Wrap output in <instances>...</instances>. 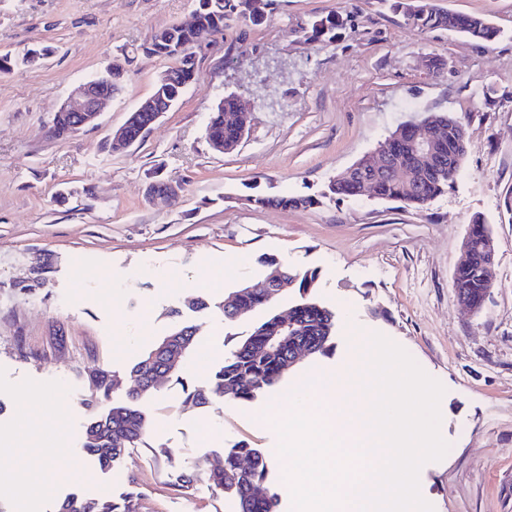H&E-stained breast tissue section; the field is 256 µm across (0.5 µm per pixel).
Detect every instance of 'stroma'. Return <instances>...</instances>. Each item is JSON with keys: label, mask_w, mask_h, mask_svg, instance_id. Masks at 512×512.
I'll return each instance as SVG.
<instances>
[{"label": "stroma", "mask_w": 512, "mask_h": 512, "mask_svg": "<svg viewBox=\"0 0 512 512\" xmlns=\"http://www.w3.org/2000/svg\"><path fill=\"white\" fill-rule=\"evenodd\" d=\"M392 0H278L257 26L232 21L197 53L198 79L142 142L103 146L150 95L169 59L143 52L160 28L190 22L194 0H0V53L53 52L0 74V512H19L10 485L34 481L37 447L56 474L28 512L66 494L127 489L140 512H230L205 474L240 441L267 450L277 435L261 413L286 409L280 382L256 402L185 406L163 382L145 399V446L111 472L82 452L93 411L89 370L126 373L176 323L196 329L185 376L205 382L263 319L228 324L219 305L261 276L262 257L319 273L317 300L336 314L335 348L302 357L291 377L338 364L355 331L404 347L446 389L445 457L425 464L420 491L434 512H512V0H435L479 14L499 31L485 42L407 25ZM341 14L333 41L307 38L312 21ZM443 66L427 69L426 58ZM121 64L122 90L99 125L51 136L53 115L81 81ZM251 104L249 132L214 152L205 127L215 97ZM426 112L461 119L468 152L451 188L426 208L367 196H325L330 180L401 123ZM181 181L176 202L148 199L154 176ZM310 196L305 209L254 205L259 196ZM497 245L496 286L482 309L459 308L455 267L470 224ZM218 285L194 288L201 261ZM209 309L193 311L196 298ZM181 318L170 317L172 308ZM36 405L26 424L21 409Z\"/></svg>", "instance_id": "1"}]
</instances>
